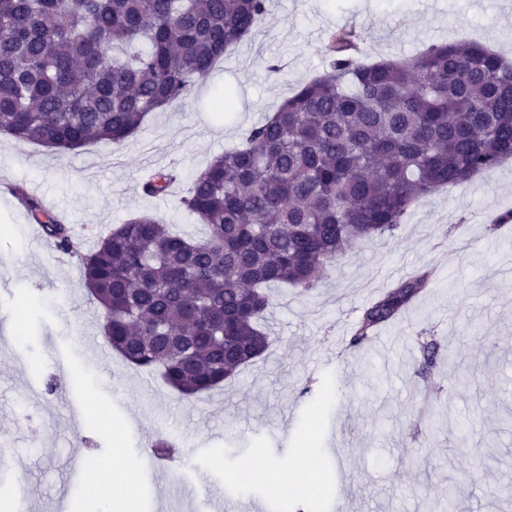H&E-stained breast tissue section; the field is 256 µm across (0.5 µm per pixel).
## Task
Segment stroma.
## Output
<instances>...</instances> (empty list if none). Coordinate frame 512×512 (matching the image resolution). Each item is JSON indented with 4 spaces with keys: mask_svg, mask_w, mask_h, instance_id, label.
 Wrapping results in <instances>:
<instances>
[{
    "mask_svg": "<svg viewBox=\"0 0 512 512\" xmlns=\"http://www.w3.org/2000/svg\"><path fill=\"white\" fill-rule=\"evenodd\" d=\"M265 22L230 48L186 99L150 113L123 144L59 151L0 138V450L14 475L0 500L24 490L28 512H106L110 500L74 482L111 459L121 432L138 469L135 512H217L259 504L280 512L267 482L244 463L289 470L314 449L321 512H512V160L419 200L391 238L366 239L300 294L273 285L265 323L273 342L223 387L188 402L116 352L88 357L85 336L103 315L77 258L34 240L9 186L20 184L73 227L80 250L147 212L202 237L182 206L213 156L320 74L331 31L360 34L362 59L416 55L475 41L512 60V0H267ZM234 106L215 112L214 91ZM173 167L165 198L142 193L146 171ZM438 279L408 312L359 350L346 344L362 305L418 267ZM434 338L467 372H418V337ZM464 452H456L460 434ZM174 442L180 464L152 449Z\"/></svg>",
    "mask_w": 512,
    "mask_h": 512,
    "instance_id": "1",
    "label": "stroma"
}]
</instances>
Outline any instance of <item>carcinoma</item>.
Instances as JSON below:
<instances>
[{
  "instance_id": "cac0c4a2",
  "label": "carcinoma",
  "mask_w": 512,
  "mask_h": 512,
  "mask_svg": "<svg viewBox=\"0 0 512 512\" xmlns=\"http://www.w3.org/2000/svg\"><path fill=\"white\" fill-rule=\"evenodd\" d=\"M266 0H0V136L47 148L121 143L185 99L264 19ZM328 66L214 157L182 198L201 238L140 213L85 253L37 198L12 189L75 254L108 344L184 399L223 385L271 336L266 291L308 293L359 241L394 236L414 203L512 158V63L474 42L361 63L360 35H329ZM174 168L144 194H166ZM422 269L361 310L349 346L429 288ZM422 371L451 352L419 342Z\"/></svg>"
}]
</instances>
